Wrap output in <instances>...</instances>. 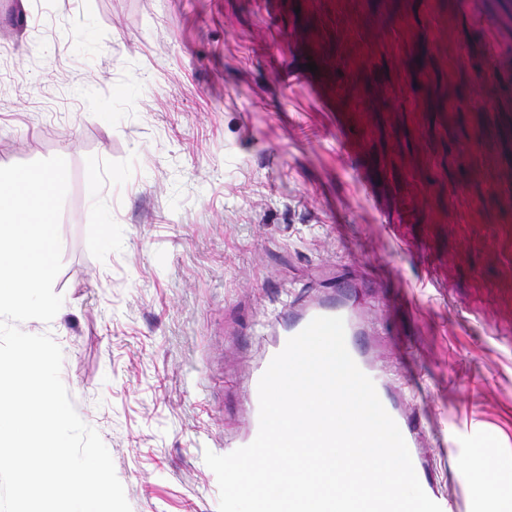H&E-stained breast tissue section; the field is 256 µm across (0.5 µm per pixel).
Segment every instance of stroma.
Masks as SVG:
<instances>
[{
  "label": "stroma",
  "instance_id": "stroma-1",
  "mask_svg": "<svg viewBox=\"0 0 512 512\" xmlns=\"http://www.w3.org/2000/svg\"><path fill=\"white\" fill-rule=\"evenodd\" d=\"M62 151L20 328L131 512H218L247 372L339 292L460 512L512 465V0H0V161Z\"/></svg>",
  "mask_w": 512,
  "mask_h": 512
}]
</instances>
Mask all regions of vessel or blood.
<instances>
[{"label":"vessel or blood","instance_id":"b4317fda","mask_svg":"<svg viewBox=\"0 0 512 512\" xmlns=\"http://www.w3.org/2000/svg\"><path fill=\"white\" fill-rule=\"evenodd\" d=\"M318 316H339L345 322L346 347L358 367L369 376L376 388L377 394L389 415L398 425L408 446L417 478L425 493L436 503L442 512H454V505L447 496L436 491L427 475L426 465L421 457L418 441L419 432L406 415L403 406L395 398L392 390L384 378L375 370L363 346L357 343V323L348 304L343 302H325L314 305L301 314L291 316L282 336L272 345L271 354H278L286 345L288 338L300 333L312 319ZM267 368L266 363H259L249 374L246 386L247 406L246 413L249 419V430L242 438L226 444V452H233L237 448L250 444L256 437L259 429V400L258 383Z\"/></svg>","mask_w":512,"mask_h":512}]
</instances>
